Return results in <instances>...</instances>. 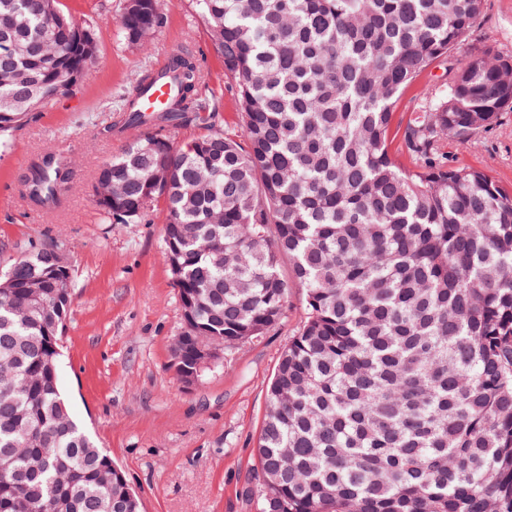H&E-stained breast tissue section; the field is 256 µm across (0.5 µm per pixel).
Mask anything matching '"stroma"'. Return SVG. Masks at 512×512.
I'll return each instance as SVG.
<instances>
[{
  "label": "stroma",
  "mask_w": 512,
  "mask_h": 512,
  "mask_svg": "<svg viewBox=\"0 0 512 512\" xmlns=\"http://www.w3.org/2000/svg\"><path fill=\"white\" fill-rule=\"evenodd\" d=\"M62 10L94 27L98 63L87 83L50 101L13 135L0 154V241L53 243L73 281L70 314L60 340L59 387L77 422L111 456L141 502V512H259L255 448L267 385L288 340L300 328L303 290L291 284L283 319L264 336L225 346L218 363L187 387L172 367V345L183 330L179 296L164 261L167 210L156 201L143 223L110 224L94 205L99 165L122 152L140 131L103 134L137 72L190 44L201 59L202 91L221 107L224 129L240 128L235 93L212 49L192 0H161L165 24L133 47L118 24L120 0H59ZM512 55V0H484L483 11L451 64L482 51ZM435 64L403 92L396 123L439 94L449 80ZM454 166L486 171L512 188V111L501 113L471 141L440 146ZM70 159L65 204L35 209L25 198L29 160L47 152Z\"/></svg>",
  "instance_id": "35a3bbf8"
}]
</instances>
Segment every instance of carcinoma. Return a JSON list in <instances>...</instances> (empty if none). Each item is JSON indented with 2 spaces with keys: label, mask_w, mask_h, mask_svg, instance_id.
I'll return each instance as SVG.
<instances>
[{
  "label": "carcinoma",
  "mask_w": 512,
  "mask_h": 512,
  "mask_svg": "<svg viewBox=\"0 0 512 512\" xmlns=\"http://www.w3.org/2000/svg\"><path fill=\"white\" fill-rule=\"evenodd\" d=\"M234 85L240 130L224 132L184 46L145 68L106 133L143 135L106 160L95 204L140 224L167 202L164 259L184 326L172 360L264 335L284 316L286 257L306 317L267 391L259 512H512V190L450 167L512 110V56L451 68L444 90L390 152L394 107L449 61L483 0H194ZM160 0H121L135 46L161 32ZM97 36L58 0H0V148L95 68ZM173 93L145 112L141 96ZM207 134L178 148L167 131ZM69 173L37 158L28 201L59 207ZM31 241L0 276V512H140L123 472L59 390L71 276Z\"/></svg>",
  "instance_id": "carcinoma-1"
}]
</instances>
